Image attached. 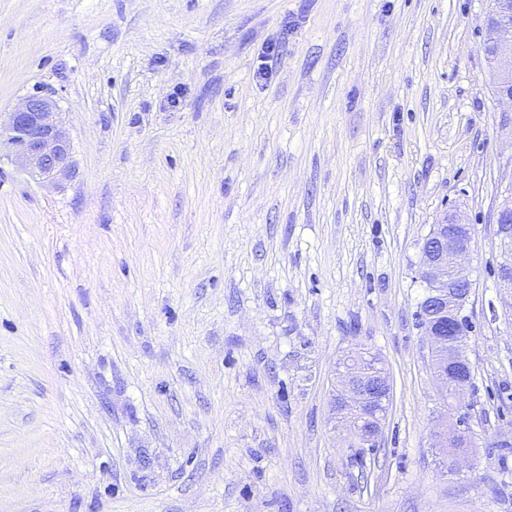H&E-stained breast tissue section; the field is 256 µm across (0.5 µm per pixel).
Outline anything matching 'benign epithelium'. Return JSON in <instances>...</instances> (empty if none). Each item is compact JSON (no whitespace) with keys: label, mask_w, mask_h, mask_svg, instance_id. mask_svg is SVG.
<instances>
[{"label":"benign epithelium","mask_w":512,"mask_h":512,"mask_svg":"<svg viewBox=\"0 0 512 512\" xmlns=\"http://www.w3.org/2000/svg\"><path fill=\"white\" fill-rule=\"evenodd\" d=\"M488 39L483 51L490 67L498 100L512 105V0H498L496 14L487 21ZM57 104L49 96L33 94L19 108L9 113L6 124H0V141H5L14 162L36 180L53 182L69 176L72 170L71 143L67 132L57 120ZM496 205L495 224L503 256V275L500 282L512 290V189L500 193ZM441 223L448 225V237L439 242L430 234L422 247L421 277L433 288V296L441 307L439 317L420 315L419 324L431 351H437L445 336L454 333L453 323L460 321L469 300L471 289L463 296L447 291L451 283L471 284L470 269L465 264L473 229L464 216L451 212ZM351 404L366 405L379 399L390 401L389 380L377 374L363 385L348 384ZM472 440L465 422L458 421L447 431L434 434V447L440 448L451 439Z\"/></svg>","instance_id":"benign-epithelium-1"}]
</instances>
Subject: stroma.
I'll return each instance as SVG.
<instances>
[{"mask_svg":"<svg viewBox=\"0 0 512 512\" xmlns=\"http://www.w3.org/2000/svg\"><path fill=\"white\" fill-rule=\"evenodd\" d=\"M490 6L0 0V113L51 96L75 164L56 188L0 158V512H512ZM454 210L475 446L453 469L415 311ZM359 352L391 386L362 461L334 410Z\"/></svg>","mask_w":512,"mask_h":512,"instance_id":"1","label":"stroma"}]
</instances>
